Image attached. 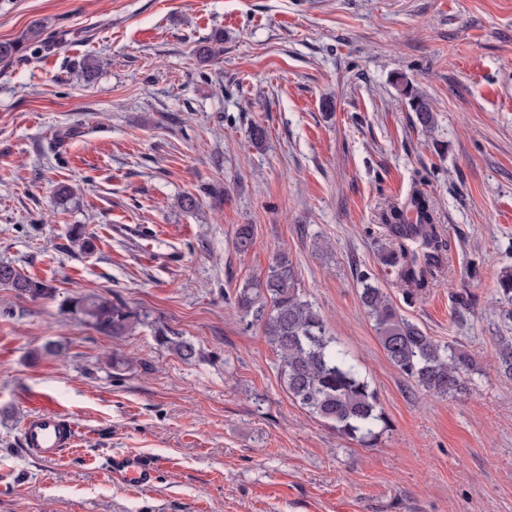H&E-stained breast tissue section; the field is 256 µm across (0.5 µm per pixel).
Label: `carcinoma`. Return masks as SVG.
Here are the masks:
<instances>
[{
	"instance_id": "obj_1",
	"label": "carcinoma",
	"mask_w": 512,
	"mask_h": 512,
	"mask_svg": "<svg viewBox=\"0 0 512 512\" xmlns=\"http://www.w3.org/2000/svg\"><path fill=\"white\" fill-rule=\"evenodd\" d=\"M43 31V25L35 23L20 39L0 42V57L38 54L46 46ZM403 92L410 95L418 123L431 126L435 116L428 101L411 92L407 81ZM408 208L414 214V221H409L403 210L392 209L384 215L385 224L402 227L405 236L420 239L426 246L435 244L438 229L428 200L414 196ZM70 241L81 252L93 249L91 237L81 225L71 228ZM253 244L252 225L238 227L235 249L246 252ZM402 252L403 264L398 276L409 284L407 294L412 295L426 286L427 270L416 269L415 257L407 248H402ZM0 286L33 299L53 295L49 284L22 274L10 263H0ZM498 293L505 307V318L512 320V270L501 275ZM237 302L263 328L276 353L280 377L289 395L339 435L365 447L373 446L389 427L377 392L350 362L346 352L336 346V338L329 335L318 311L302 299L297 274L288 257L274 258L265 279L246 284L237 294ZM360 302L374 321L379 342L396 368L432 395L446 397L466 392V375L476 367L475 356L468 349L435 342L417 324L403 317L380 288L366 281ZM61 310L111 336L128 331L140 318L125 306L95 292L66 300ZM156 341L187 362L199 355L192 341L174 332L161 330ZM497 357L499 376L512 381V336L500 337Z\"/></svg>"
}]
</instances>
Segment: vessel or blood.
<instances>
[{"label": "vessel or blood", "instance_id": "vessel-or-blood-1", "mask_svg": "<svg viewBox=\"0 0 512 512\" xmlns=\"http://www.w3.org/2000/svg\"><path fill=\"white\" fill-rule=\"evenodd\" d=\"M111 233L131 239L163 242L157 231L141 224H114ZM21 400L28 411L23 425V440L28 452L42 461H56L64 449L75 447L78 426L74 415L49 392H28ZM113 470L130 484L149 483L150 470L136 457L114 461Z\"/></svg>", "mask_w": 512, "mask_h": 512}]
</instances>
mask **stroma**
Wrapping results in <instances>:
<instances>
[{
    "label": "stroma",
    "instance_id": "1",
    "mask_svg": "<svg viewBox=\"0 0 512 512\" xmlns=\"http://www.w3.org/2000/svg\"><path fill=\"white\" fill-rule=\"evenodd\" d=\"M34 21L44 51L0 58V262L53 294L0 286V512H512V382L496 371L512 321L495 301L512 269V0H0V42ZM217 35L219 62L199 63ZM416 194L450 254L411 297L382 214ZM75 224L93 251L73 248ZM111 224L158 228L181 262L144 259ZM279 254L376 389L391 423L376 446L295 402L238 308ZM365 275L436 342L474 352L465 394L430 395L387 359ZM90 291L144 322L111 337L61 313ZM163 328L200 358L159 346ZM56 341L62 355H40ZM30 389L77 419L58 461L22 445ZM128 455L148 485L113 474ZM410 85L406 80L402 91L404 95H409ZM410 105L415 112L416 119L421 126L430 127L435 120L434 112L432 111L428 101L417 93H413V89L410 91Z\"/></svg>",
    "mask_w": 512,
    "mask_h": 512
}]
</instances>
